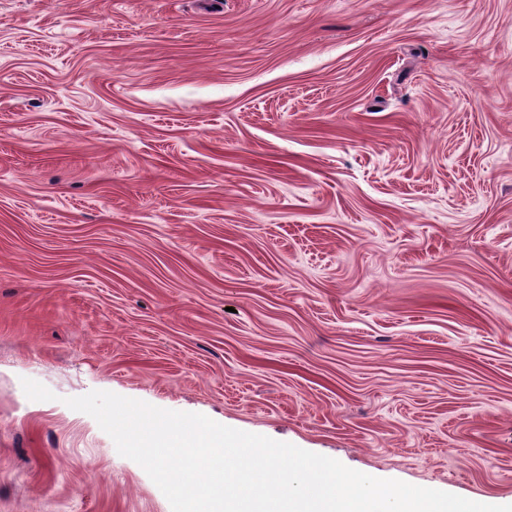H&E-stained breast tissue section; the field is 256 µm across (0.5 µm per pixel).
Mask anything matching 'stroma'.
I'll list each match as a JSON object with an SVG mask.
<instances>
[{
  "mask_svg": "<svg viewBox=\"0 0 512 512\" xmlns=\"http://www.w3.org/2000/svg\"><path fill=\"white\" fill-rule=\"evenodd\" d=\"M93 390L512 505V0H0V512Z\"/></svg>",
  "mask_w": 512,
  "mask_h": 512,
  "instance_id": "1",
  "label": "stroma"
}]
</instances>
